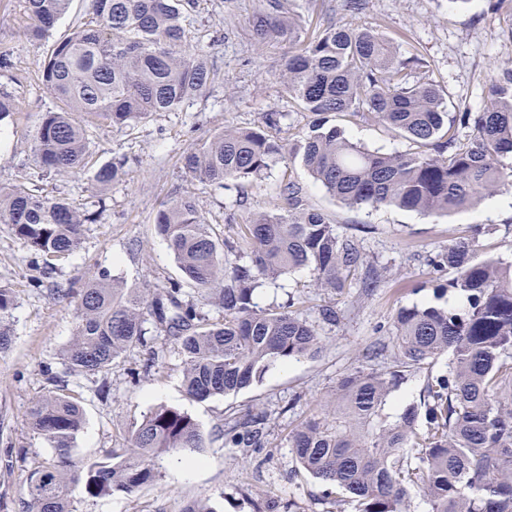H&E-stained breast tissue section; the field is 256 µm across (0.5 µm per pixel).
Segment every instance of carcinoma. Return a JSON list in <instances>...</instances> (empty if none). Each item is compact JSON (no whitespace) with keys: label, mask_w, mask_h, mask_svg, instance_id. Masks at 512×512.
<instances>
[{"label":"carcinoma","mask_w":512,"mask_h":512,"mask_svg":"<svg viewBox=\"0 0 512 512\" xmlns=\"http://www.w3.org/2000/svg\"><path fill=\"white\" fill-rule=\"evenodd\" d=\"M19 2L30 20L27 34L44 38L72 0ZM252 30L261 40L274 36L288 44L284 91L320 120L288 149L268 133L282 112L264 113L255 127L228 126L183 154L187 173L224 188L262 178L288 153L348 207L445 215L512 188V167L499 161L512 154L511 64L491 75L483 111L453 115L439 87L400 61L377 29L329 24L312 30L297 0H266ZM41 69L58 108L43 113L33 150L41 168L61 177L93 166L88 125L127 126L176 112L201 97L214 76L213 63L187 43L182 0H91L83 21L50 46ZM360 112L418 151L373 152L321 119ZM457 122L473 123L462 145L449 134ZM123 175V164L112 163L97 168L94 181L107 186ZM277 196L283 205L255 214L227 243L236 254L229 266L193 198L179 197L156 215L184 280L224 311L223 320L209 321L179 284L149 298L103 272L78 291L54 289L78 300L79 322L63 363L86 375L110 370L126 351L147 344L149 325H160L179 342L186 394L203 401L250 387L275 363L317 354L322 338L294 299L260 309L256 290L308 268L316 288L338 296L357 278L370 296L389 268L363 252L358 234L370 226L338 233L292 181L280 184ZM95 220L23 182L0 186V224L46 258L74 253L83 225ZM478 247L476 236L455 239L430 259L434 271L448 273L440 290L463 296L464 308L397 309L386 369L356 368L336 385L332 413L309 417L288 433L300 469L326 496H336V504H351L353 512H406L405 500L417 488L428 512H512V262L480 258ZM16 304L14 289L0 286V353L12 344ZM444 355L447 373L423 391L425 431L417 427L415 406L395 423L383 421L382 406L399 383ZM28 421L54 454L31 473L25 512H71L78 487L91 496L133 493L156 479L160 456L204 445L191 416L160 405L132 427L122 453L79 466L72 443L84 417L74 397L47 392L31 403ZM266 421L263 412L228 413L224 446L262 447Z\"/></svg>","instance_id":"1"}]
</instances>
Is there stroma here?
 I'll return each mask as SVG.
<instances>
[{"label": "stroma", "instance_id": "35a3bbf8", "mask_svg": "<svg viewBox=\"0 0 512 512\" xmlns=\"http://www.w3.org/2000/svg\"><path fill=\"white\" fill-rule=\"evenodd\" d=\"M263 0H196L187 13L195 42L214 63L216 76L206 95L179 112H159L131 126L89 127V150L98 164L124 162V177L98 189L92 171L60 177L41 170L32 150V135L43 112L56 102L43 84L38 62L49 48L45 39L24 32L18 0H0V52L12 65L0 68V88L12 93L17 112L0 121V185L26 182L50 198L64 197L82 210L98 211L97 223L85 225L82 243L69 258L46 269L43 258L0 224V285L14 288L13 343L0 353V512H24L28 476L50 459L52 450L34 435L27 412L52 385L76 395L85 424L73 449L75 459L92 462L125 447L131 428L152 408L175 407L190 415L205 436L194 456L203 466L188 470L184 455H165L152 484L128 495L116 492L92 497L76 491L73 512H182L201 501L213 512H254L260 501L291 503L296 512H336L315 479L299 473L287 435L311 414L331 408L337 382L359 366L366 350H376L372 367L385 368L393 348L392 318L399 307L437 302L454 309L465 300L453 292L436 293L446 281L428 259L451 240L479 239L480 254L512 260V189L485 198L451 215L419 214L392 207L352 208L315 185L300 161L274 164L262 180L222 190L192 177L182 167L183 153L225 126L252 127L264 113L284 118L274 135L292 143L314 121L288 99L281 85L283 43L271 39L256 47L250 26ZM311 27L336 23L372 27L393 41L399 58L418 57L420 75L443 91L448 104L472 112L487 103L491 73L512 62V0H364L362 10H346L343 0H305ZM330 124L368 150L412 153L415 145L380 123L349 113L333 114ZM301 184L310 205L321 210L338 231L361 224L374 226L364 235L369 260L392 263L393 273L365 296L360 288L332 298L312 286L302 269L256 292L259 307H277L288 294L316 322L324 340L314 357L269 367L249 388L205 401L191 399L183 388L184 358L173 336L152 329V349H134L116 360L110 371L94 377L66 370L61 353L74 337L77 302L55 298V288L79 289L98 273L145 293L180 282L182 272L167 241L155 228L160 208L189 196L196 200L216 237L234 236L242 224L270 208L277 186ZM335 302L340 317L320 322L319 308ZM447 358L408 378L389 397L382 414L397 420L419 404L428 379L446 373ZM264 411L269 416L260 448H228L222 427L227 411Z\"/></svg>", "mask_w": 512, "mask_h": 512}]
</instances>
